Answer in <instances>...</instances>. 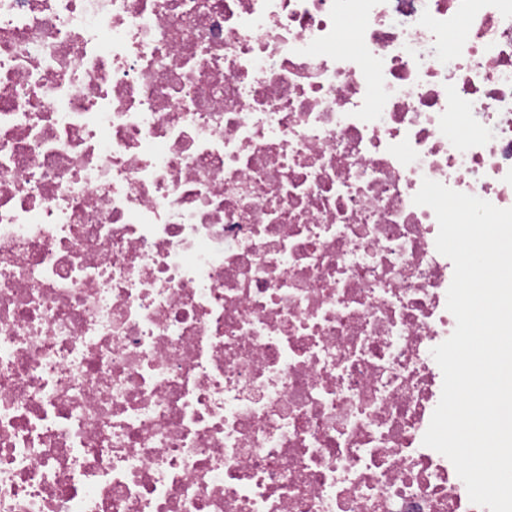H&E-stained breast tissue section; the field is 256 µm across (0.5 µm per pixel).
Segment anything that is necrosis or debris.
I'll return each instance as SVG.
<instances>
[{
	"label": "necrosis or debris",
	"mask_w": 512,
	"mask_h": 512,
	"mask_svg": "<svg viewBox=\"0 0 512 512\" xmlns=\"http://www.w3.org/2000/svg\"><path fill=\"white\" fill-rule=\"evenodd\" d=\"M426 178L512 208V0H0V512H489Z\"/></svg>",
	"instance_id": "4bbe7bcc"
}]
</instances>
